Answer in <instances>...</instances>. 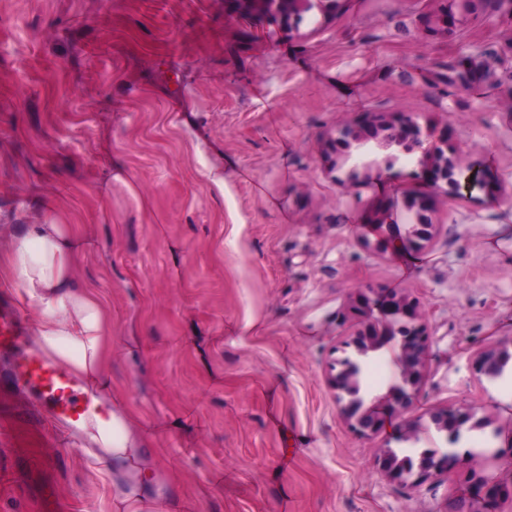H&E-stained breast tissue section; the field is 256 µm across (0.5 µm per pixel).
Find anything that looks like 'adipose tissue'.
<instances>
[{"label":"adipose tissue","instance_id":"adipose-tissue-1","mask_svg":"<svg viewBox=\"0 0 512 512\" xmlns=\"http://www.w3.org/2000/svg\"><path fill=\"white\" fill-rule=\"evenodd\" d=\"M71 225L39 221L0 230V283L16 289L39 350L78 377L91 403L65 438L108 480L112 512H202L203 501L173 492L150 432L112 387V323L103 297L76 284Z\"/></svg>","mask_w":512,"mask_h":512}]
</instances>
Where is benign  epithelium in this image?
Masks as SVG:
<instances>
[{"mask_svg": "<svg viewBox=\"0 0 512 512\" xmlns=\"http://www.w3.org/2000/svg\"><path fill=\"white\" fill-rule=\"evenodd\" d=\"M239 12L256 16H278L284 20L300 18L306 12L316 10L322 14L336 8V0H229ZM331 170H345V179L354 183L369 184L387 175L395 163L417 159L419 170L416 176L434 190L449 193L471 191L483 185L478 171L456 167L448 156V138L436 137L424 131L410 116L395 121L381 119L367 120L350 127L347 139H331ZM431 197L423 194L418 198L416 216L419 224L416 235L400 233L394 224L385 222L384 217L373 220L379 232L378 244L386 250L398 251L408 247H419L421 242L432 238V224L426 218L430 211ZM360 318V327L344 340L336 352L346 355L352 351L365 357L386 346L397 351V360L402 370V384L385 396V406L367 407L361 396L362 367L359 361L353 365L340 364V358L331 360L328 366L329 382L336 391L340 413L351 430L363 437L381 434L386 427L396 426L398 440L411 441L417 437L418 426L402 421L413 404V400L424 382L425 355L429 347V334L419 313V303L406 294L380 290H369L360 294L353 306ZM509 353L508 346L498 345L481 352L473 367L478 376H492L503 358ZM435 429L455 437L468 423L476 420L473 409L443 407L430 415ZM470 454L440 453L424 449L417 456L395 458L391 449L383 448L376 458L377 468L388 478L412 487L449 470L459 468ZM467 483L473 490L472 496L458 501L451 512H482L478 504L486 500L512 499V484L503 485L471 470Z\"/></svg>", "mask_w": 512, "mask_h": 512, "instance_id": "benign-epithelium-1", "label": "benign epithelium"}]
</instances>
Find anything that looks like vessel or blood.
<instances>
[{
  "mask_svg": "<svg viewBox=\"0 0 512 512\" xmlns=\"http://www.w3.org/2000/svg\"><path fill=\"white\" fill-rule=\"evenodd\" d=\"M24 340L20 310L9 298H0V355L12 362L11 380L35 391L46 402L52 420L78 424L90 410L81 396V381L25 346Z\"/></svg>",
  "mask_w": 512,
  "mask_h": 512,
  "instance_id": "vessel-or-blood-1",
  "label": "vessel or blood"
}]
</instances>
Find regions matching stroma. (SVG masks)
Returning <instances> with one entry per match:
<instances>
[{"mask_svg": "<svg viewBox=\"0 0 512 512\" xmlns=\"http://www.w3.org/2000/svg\"><path fill=\"white\" fill-rule=\"evenodd\" d=\"M448 135L472 194H432L433 236L383 250L376 211L408 227L429 192L398 163L338 183L327 141L378 116ZM223 183H216L215 175ZM93 249L116 340L112 385L153 424L159 464L203 512H450L464 472L411 487L375 466L327 382L362 291L419 303L425 380L406 420L470 406L467 466L512 482V382L475 357L512 342V6L337 0L299 24L224 0H0V227L33 213ZM366 404L400 381L392 348L362 361ZM41 398L0 381V512H111L109 487L40 423Z\"/></svg>", "mask_w": 512, "mask_h": 512, "instance_id": "1", "label": "stroma"}]
</instances>
